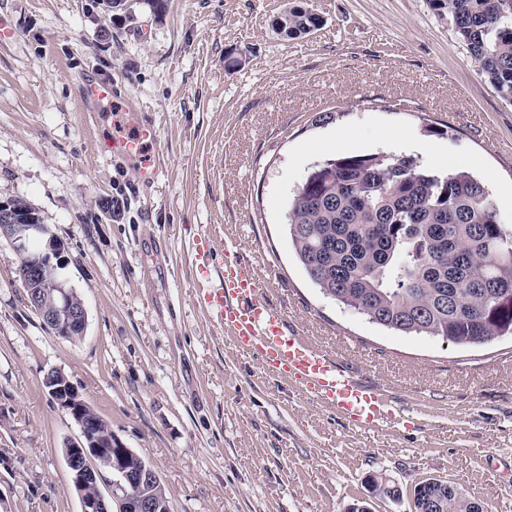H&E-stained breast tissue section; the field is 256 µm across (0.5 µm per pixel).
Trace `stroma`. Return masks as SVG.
Instances as JSON below:
<instances>
[{"label":"stroma","instance_id":"stroma-1","mask_svg":"<svg viewBox=\"0 0 512 512\" xmlns=\"http://www.w3.org/2000/svg\"><path fill=\"white\" fill-rule=\"evenodd\" d=\"M288 2L163 0L157 14L145 0H0L13 29L0 43V199L27 201L64 242L87 309L81 340L54 333L0 240V512H80L63 454L80 429L44 386L52 369L154 469L170 512H347L372 473L442 479L512 512V338L455 347L369 322L316 288L286 228L312 167L379 151L494 172L512 225V102L428 0H302L323 24L294 40L274 27ZM94 77L154 114L155 187L97 153L134 113L87 107ZM203 231L409 422L351 425L235 348L196 297Z\"/></svg>","mask_w":512,"mask_h":512}]
</instances>
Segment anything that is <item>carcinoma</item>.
Wrapping results in <instances>:
<instances>
[{
    "label": "carcinoma",
    "instance_id": "cac0c4a2",
    "mask_svg": "<svg viewBox=\"0 0 512 512\" xmlns=\"http://www.w3.org/2000/svg\"><path fill=\"white\" fill-rule=\"evenodd\" d=\"M428 2L512 102V0ZM322 23L290 5L275 27L297 39ZM11 204L23 223H42L26 201ZM287 229L311 282L372 323L454 346L512 335V230L466 170L437 171L387 151L329 158L298 187ZM414 493L422 512H484L450 483Z\"/></svg>",
    "mask_w": 512,
    "mask_h": 512
}]
</instances>
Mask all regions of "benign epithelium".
Masks as SVG:
<instances>
[{"label": "benign epithelium", "mask_w": 512, "mask_h": 512, "mask_svg": "<svg viewBox=\"0 0 512 512\" xmlns=\"http://www.w3.org/2000/svg\"><path fill=\"white\" fill-rule=\"evenodd\" d=\"M1 219L0 236H5L15 255L27 258L20 280L29 306L52 330H63L69 337L85 336V304L74 301L72 287L60 275L65 265L64 243L48 236L44 224L13 223L8 204L0 200ZM45 385L80 428L81 436L65 444L64 455L81 512H154L157 503L146 495L132 498L130 488L160 482L156 472L143 466L134 474L126 467L132 451L86 412V402L62 371L48 372ZM101 483L108 485L109 495L98 490ZM92 486L97 493H89Z\"/></svg>", "instance_id": "benign-epithelium-1"}]
</instances>
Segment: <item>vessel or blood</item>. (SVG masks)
<instances>
[{
    "label": "vessel or blood",
    "mask_w": 512,
    "mask_h": 512,
    "mask_svg": "<svg viewBox=\"0 0 512 512\" xmlns=\"http://www.w3.org/2000/svg\"><path fill=\"white\" fill-rule=\"evenodd\" d=\"M119 96L108 79H90L84 90L85 101L93 104ZM156 139L155 122L144 112L131 137L98 143L97 149L103 155L137 159L134 176L149 186L158 179L161 166L157 159H141L140 153ZM190 250L198 301L238 349L260 356L267 369L298 381L352 423L377 426L396 418L398 411L389 394L355 380L340 359L290 328L281 312L260 299L261 284L251 263L229 249L217 254L207 232L193 238Z\"/></svg>",
    "instance_id": "b4317fda"
}]
</instances>
